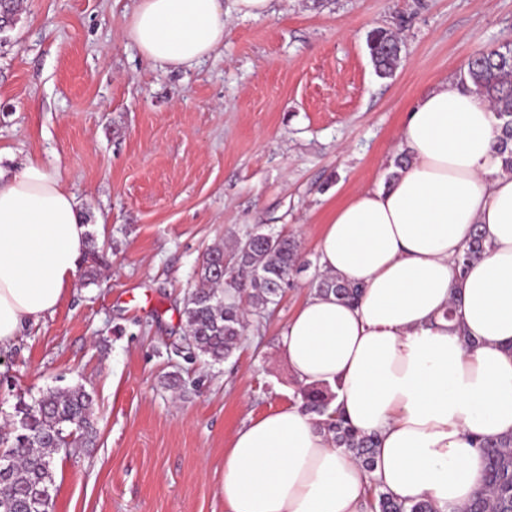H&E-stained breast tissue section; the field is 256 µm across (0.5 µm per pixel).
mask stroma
<instances>
[{"label":"stroma","instance_id":"obj_1","mask_svg":"<svg viewBox=\"0 0 512 512\" xmlns=\"http://www.w3.org/2000/svg\"><path fill=\"white\" fill-rule=\"evenodd\" d=\"M134 5L22 0L0 46V169L31 155L59 168L105 257L96 284L75 280L0 350V427L18 402L85 386L96 445L55 455L52 512H226L233 435L295 402L281 334L321 272L324 224L386 185L420 94L476 51L512 47V0H273L167 71L123 37ZM375 28L402 41L388 78L366 47ZM255 224L294 238L304 271L229 360L187 359L181 313L203 253Z\"/></svg>","mask_w":512,"mask_h":512}]
</instances>
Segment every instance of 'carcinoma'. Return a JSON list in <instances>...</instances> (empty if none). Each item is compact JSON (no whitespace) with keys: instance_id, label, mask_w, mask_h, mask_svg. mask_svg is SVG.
Instances as JSON below:
<instances>
[{"instance_id":"cac0c4a2","label":"carcinoma","mask_w":512,"mask_h":512,"mask_svg":"<svg viewBox=\"0 0 512 512\" xmlns=\"http://www.w3.org/2000/svg\"><path fill=\"white\" fill-rule=\"evenodd\" d=\"M367 46L376 72L393 74L401 46L392 33L372 31ZM461 84L486 97L497 120V150L501 170L512 173V49L480 52L466 65ZM485 250L478 233L457 256L464 269ZM85 271L88 283L96 279L100 265L95 238ZM300 268L297 243L272 228L255 224L235 241L230 250L208 249L202 256L198 286L188 293L182 316L187 331L189 357H207L215 363L229 359L237 350L246 327V315L262 318L278 304L290 276ZM319 295H334L353 303L362 287L321 273L313 283ZM301 409L315 418L317 426L338 447L347 449L368 471L375 466L376 437L361 435L338 408H331L336 394L327 384L298 388ZM97 437L94 399L83 386L49 389L32 403L15 407L13 430L0 434V456L11 461L7 481L0 485V512H41V494L56 492L53 456L78 445L91 447ZM486 462L482 485L461 512H512V435L497 440H477ZM371 512H435L427 500L402 501L373 484Z\"/></svg>"}]
</instances>
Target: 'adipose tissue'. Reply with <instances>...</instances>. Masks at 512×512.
Masks as SVG:
<instances>
[{
    "instance_id": "ef3b65f1",
    "label": "adipose tissue",
    "mask_w": 512,
    "mask_h": 512,
    "mask_svg": "<svg viewBox=\"0 0 512 512\" xmlns=\"http://www.w3.org/2000/svg\"><path fill=\"white\" fill-rule=\"evenodd\" d=\"M223 0H138L126 38L155 67L224 43ZM489 101L452 77L408 109L386 186L336 208L322 271L362 285L357 303L309 295L282 346L295 378L338 388L359 433L378 438L367 472L300 406L236 431L224 456L228 512H361L380 483L405 501L460 512L485 459L476 438L512 434V175L501 171ZM79 201L59 169L29 156L0 174V349L52 315L88 249ZM487 248L454 259L475 231Z\"/></svg>"
}]
</instances>
